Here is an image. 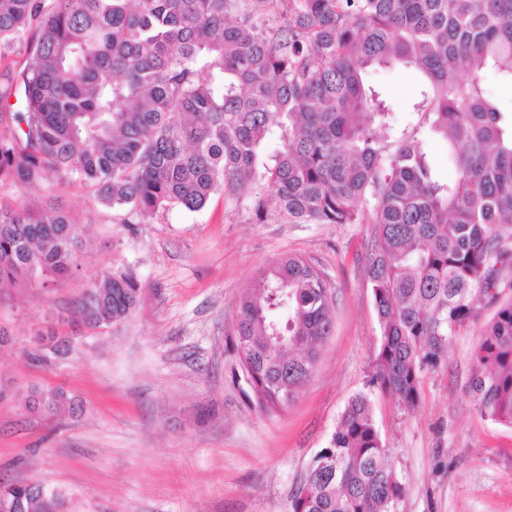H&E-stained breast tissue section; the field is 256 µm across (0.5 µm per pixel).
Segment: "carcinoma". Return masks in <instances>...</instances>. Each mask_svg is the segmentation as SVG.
Returning a JSON list of instances; mask_svg holds the SVG:
<instances>
[{"instance_id":"carcinoma-1","label":"carcinoma","mask_w":512,"mask_h":512,"mask_svg":"<svg viewBox=\"0 0 512 512\" xmlns=\"http://www.w3.org/2000/svg\"><path fill=\"white\" fill-rule=\"evenodd\" d=\"M24 47V111L0 132V184L89 188L122 224L216 193L253 222L373 224L367 273L381 329L371 387L406 410L457 330L496 306L477 343L480 416L512 427V0H0V56ZM371 68L422 76L417 122L381 137ZM442 137L441 180L426 143ZM279 142L272 162L263 146ZM67 215L0 202V288L78 268ZM63 319L117 324L140 286L109 272ZM233 345L256 402L278 410L314 371L332 329L323 274L285 255L237 304ZM64 400H32L53 413ZM10 494L48 512L24 482ZM404 487L366 393L352 396L297 487L293 512H397Z\"/></svg>"}]
</instances>
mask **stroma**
<instances>
[{"label":"stroma","instance_id":"stroma-1","mask_svg":"<svg viewBox=\"0 0 512 512\" xmlns=\"http://www.w3.org/2000/svg\"><path fill=\"white\" fill-rule=\"evenodd\" d=\"M365 80L390 101L392 125L409 120L414 72L376 69ZM0 200L62 210L83 230L68 279L0 289V329L14 338L0 348V479L59 491L70 512H291L348 399L368 388L380 336L366 270L373 225L255 224L226 211L220 194L198 212L123 224L74 181L2 184ZM286 254L323 273L333 330L295 397L265 411L233 347L237 302ZM110 271L137 278L135 311L87 331L66 355L30 360L31 336ZM481 327L456 333L415 410L372 395L406 488L398 512H512V427L483 419L470 388ZM44 391L64 393V409L27 410Z\"/></svg>","mask_w":512,"mask_h":512}]
</instances>
